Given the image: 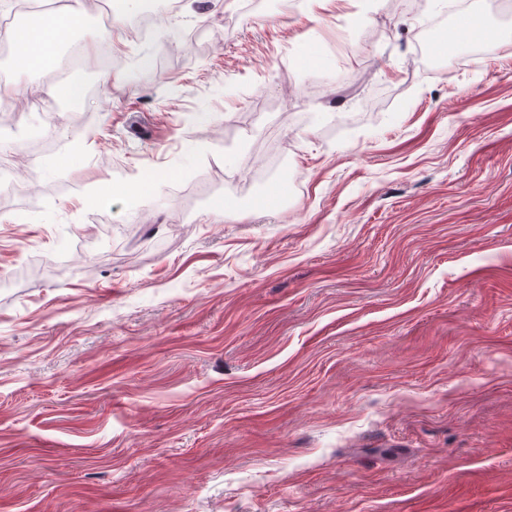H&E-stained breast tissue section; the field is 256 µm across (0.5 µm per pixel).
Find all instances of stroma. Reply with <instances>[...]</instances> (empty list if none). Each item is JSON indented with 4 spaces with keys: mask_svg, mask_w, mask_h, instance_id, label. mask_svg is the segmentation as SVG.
<instances>
[{
    "mask_svg": "<svg viewBox=\"0 0 512 512\" xmlns=\"http://www.w3.org/2000/svg\"><path fill=\"white\" fill-rule=\"evenodd\" d=\"M440 2L177 0L144 41L88 0L72 46L122 43L72 99L19 78L0 512H512V7ZM463 13L499 38L425 48ZM49 115L81 168L19 158Z\"/></svg>",
    "mask_w": 512,
    "mask_h": 512,
    "instance_id": "1",
    "label": "stroma"
}]
</instances>
